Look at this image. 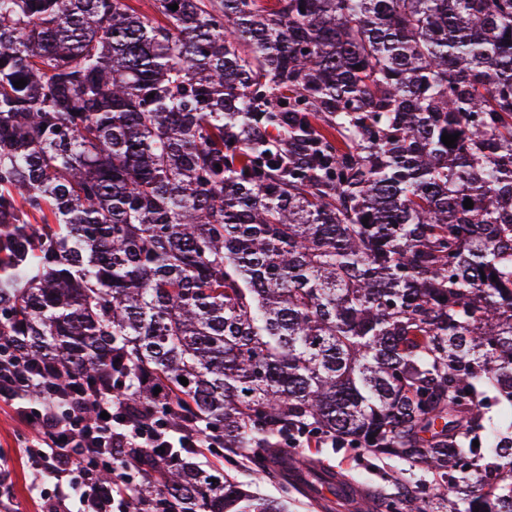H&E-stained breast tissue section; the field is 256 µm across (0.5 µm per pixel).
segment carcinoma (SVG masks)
<instances>
[{
	"instance_id": "1",
	"label": "carcinoma",
	"mask_w": 512,
	"mask_h": 512,
	"mask_svg": "<svg viewBox=\"0 0 512 512\" xmlns=\"http://www.w3.org/2000/svg\"><path fill=\"white\" fill-rule=\"evenodd\" d=\"M158 13L0 0V355L63 410L78 379L207 423L258 480L341 488L301 436L449 480L384 512H512V0ZM200 454L128 512H288Z\"/></svg>"
}]
</instances>
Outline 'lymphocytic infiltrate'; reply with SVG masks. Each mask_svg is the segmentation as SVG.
I'll return each instance as SVG.
<instances>
[{
	"label": "lymphocytic infiltrate",
	"instance_id": "lymphocytic-infiltrate-1",
	"mask_svg": "<svg viewBox=\"0 0 512 512\" xmlns=\"http://www.w3.org/2000/svg\"><path fill=\"white\" fill-rule=\"evenodd\" d=\"M29 379L15 364L0 360V402L29 418L35 436L29 453L38 469L54 483V493L43 500V512H72L73 506H91L92 512H125V500L134 485L140 458L160 447L215 448L216 433L207 425L176 426L144 412L139 421L127 420V405L112 392L93 394L75 386L69 396L76 405L68 414L54 402H29ZM93 415H86V407ZM111 481H100L102 471Z\"/></svg>",
	"mask_w": 512,
	"mask_h": 512
}]
</instances>
